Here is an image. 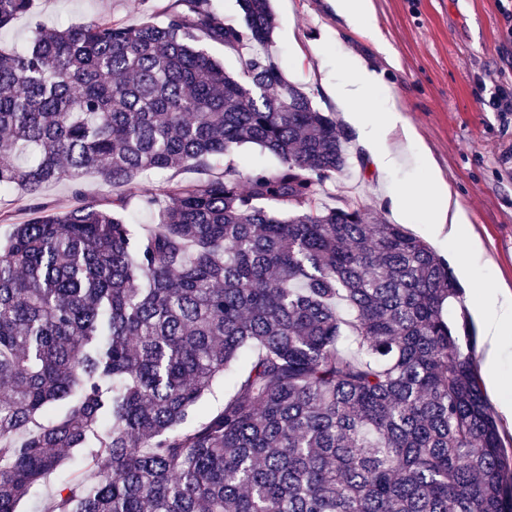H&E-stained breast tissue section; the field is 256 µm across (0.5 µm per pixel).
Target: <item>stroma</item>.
Wrapping results in <instances>:
<instances>
[{
    "label": "stroma",
    "mask_w": 512,
    "mask_h": 512,
    "mask_svg": "<svg viewBox=\"0 0 512 512\" xmlns=\"http://www.w3.org/2000/svg\"><path fill=\"white\" fill-rule=\"evenodd\" d=\"M173 0H36L34 16L0 29V50L29 45L35 25L63 29L97 17L125 25L163 20ZM272 51L289 80L321 110L335 113L359 158L335 181L323 184L330 204L350 199L370 217L396 220L433 242L463 292L447 311L459 335L473 338L470 354L483 369L484 326L478 315L487 288L512 294V110L489 105L491 95L512 90V0H372L373 27L339 15L334 0H273ZM380 75L357 109L375 117L397 103L405 121L426 143L457 204L468 214L465 238L434 243L428 213L418 201L431 191L424 167L376 169L359 127L338 112L333 90L353 76L351 61Z\"/></svg>",
    "instance_id": "35a3bbf8"
}]
</instances>
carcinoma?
<instances>
[{
    "mask_svg": "<svg viewBox=\"0 0 512 512\" xmlns=\"http://www.w3.org/2000/svg\"><path fill=\"white\" fill-rule=\"evenodd\" d=\"M177 2L0 51V193L30 211H0V512L65 464L34 512H512L448 262L318 197L351 153L270 53L271 0ZM34 6L0 0V28ZM204 40L248 49L240 71ZM244 145L277 167L242 176ZM62 181L77 203L47 208ZM135 198L154 223L126 222Z\"/></svg>",
    "mask_w": 512,
    "mask_h": 512,
    "instance_id": "cac0c4a2",
    "label": "carcinoma"
}]
</instances>
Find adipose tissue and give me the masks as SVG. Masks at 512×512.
<instances>
[{"label": "adipose tissue", "mask_w": 512, "mask_h": 512, "mask_svg": "<svg viewBox=\"0 0 512 512\" xmlns=\"http://www.w3.org/2000/svg\"><path fill=\"white\" fill-rule=\"evenodd\" d=\"M379 81L378 75L359 65L354 78L336 87L334 96L340 111L349 113L352 120L361 125L365 133V146L380 170L395 167L400 161L413 164H428L426 148L404 120L398 106H390L378 121H370L355 109L364 92ZM432 189L424 206L429 213L434 230L451 225V233L443 238L444 243L454 244L458 240L456 230L466 224L468 216L459 207L452 206L451 192L437 170L429 172ZM488 341L487 365L491 374H498L504 354L512 353V296L489 291L481 309Z\"/></svg>", "instance_id": "ef3b65f1"}]
</instances>
